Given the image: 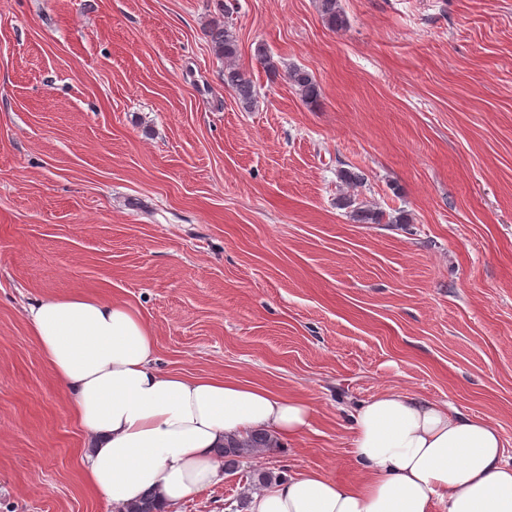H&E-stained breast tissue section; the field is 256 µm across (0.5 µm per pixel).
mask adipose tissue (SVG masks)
Wrapping results in <instances>:
<instances>
[{"label":"adipose tissue","instance_id":"ef3b65f1","mask_svg":"<svg viewBox=\"0 0 512 512\" xmlns=\"http://www.w3.org/2000/svg\"><path fill=\"white\" fill-rule=\"evenodd\" d=\"M27 321L85 433L83 484L117 512L150 491L174 503L223 481L227 438L292 442L312 424L306 401L160 370L152 328L124 301L44 295ZM350 431L357 483L302 470L253 493L249 512H512V461L490 421L388 391L355 408Z\"/></svg>","mask_w":512,"mask_h":512}]
</instances>
